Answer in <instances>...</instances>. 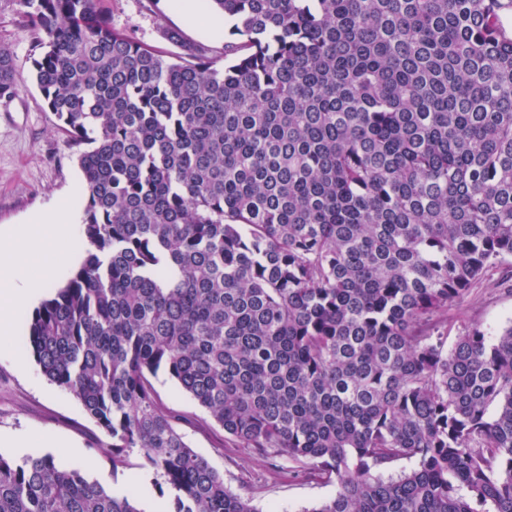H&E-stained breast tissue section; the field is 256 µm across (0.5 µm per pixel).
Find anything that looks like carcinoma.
Returning <instances> with one entry per match:
<instances>
[{
    "label": "carcinoma",
    "instance_id": "1",
    "mask_svg": "<svg viewBox=\"0 0 512 512\" xmlns=\"http://www.w3.org/2000/svg\"><path fill=\"white\" fill-rule=\"evenodd\" d=\"M83 171L86 258L32 313L42 374L169 512H259L159 403L336 485L311 512H512V324L445 314L512 259V0H211L224 60L103 0H16ZM22 87L0 44V99ZM401 460L408 472H379ZM0 512H144L0 454Z\"/></svg>",
    "mask_w": 512,
    "mask_h": 512
}]
</instances>
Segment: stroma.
Returning a JSON list of instances; mask_svg holds the SVG:
<instances>
[{"label": "stroma", "instance_id": "stroma-1", "mask_svg": "<svg viewBox=\"0 0 512 512\" xmlns=\"http://www.w3.org/2000/svg\"><path fill=\"white\" fill-rule=\"evenodd\" d=\"M113 29L127 34L165 56L178 53L166 33L176 29L184 39L203 46L210 56L224 52L223 40L188 25L167 10L164 0H106ZM15 0H0V43L11 47L22 80L18 95L0 99V227L18 226L36 211L61 198L83 207L82 173L76 153L65 135L54 129L43 97L31 78L32 45L19 23ZM31 309L15 312L8 350L0 351V454L24 457L12 447L20 435L42 434L71 445L56 460L84 476L125 487L141 483L140 508L160 498V487L143 469L139 452H131L123 475L112 478V465L100 450L104 436L69 392L51 384L36 362L19 369L14 351H26L25 329ZM512 321V261L499 265L488 283L475 288L466 301L448 308V330L457 334L477 326L495 336ZM154 386L162 406L181 418L179 429L189 446L205 457L223 476L228 488L244 491L260 512H312L336 492L324 484L288 470L283 457H262L242 448L225 433L210 414L166 377Z\"/></svg>", "mask_w": 512, "mask_h": 512}]
</instances>
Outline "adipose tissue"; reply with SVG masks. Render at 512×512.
Returning <instances> with one entry per match:
<instances>
[{
    "label": "adipose tissue",
    "mask_w": 512,
    "mask_h": 512,
    "mask_svg": "<svg viewBox=\"0 0 512 512\" xmlns=\"http://www.w3.org/2000/svg\"><path fill=\"white\" fill-rule=\"evenodd\" d=\"M75 214L68 201L34 214L9 244H0V335H8L11 313L43 294L73 256Z\"/></svg>",
    "instance_id": "1"
}]
</instances>
